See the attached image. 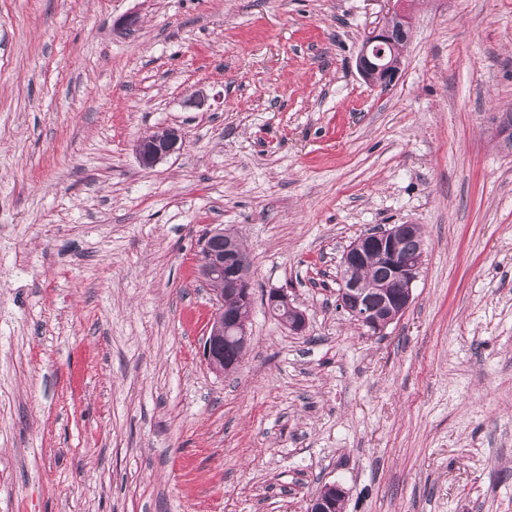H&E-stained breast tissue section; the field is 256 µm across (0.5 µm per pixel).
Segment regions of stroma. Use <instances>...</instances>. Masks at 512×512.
I'll list each match as a JSON object with an SVG mask.
<instances>
[{"label":"stroma","mask_w":512,"mask_h":512,"mask_svg":"<svg viewBox=\"0 0 512 512\" xmlns=\"http://www.w3.org/2000/svg\"><path fill=\"white\" fill-rule=\"evenodd\" d=\"M390 8L0 0V512H307L333 483L344 512H512V0H415L373 87ZM167 126L182 150L141 167ZM391 224L423 265L369 336L338 272ZM219 229L252 262L226 373L198 274ZM398 2V5L388 12L383 22L376 27L366 38L358 59V68L365 79L372 86L387 87L396 78L398 71L394 70V65L387 62L385 51L389 61L393 60L392 51L394 43L403 44L406 40V32L398 31L395 42L392 40L393 27L404 28L405 23H409V16L405 11L401 0H389ZM381 50V51H380ZM183 148V136L179 129L164 127L143 136L135 144L136 157L145 168L154 167L161 160ZM265 306L269 313L284 320L294 333L306 331V315L293 305L290 296L283 290L270 291L265 298Z\"/></svg>","instance_id":"1"}]
</instances>
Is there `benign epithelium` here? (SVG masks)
Returning <instances> with one entry per match:
<instances>
[{
	"mask_svg": "<svg viewBox=\"0 0 512 512\" xmlns=\"http://www.w3.org/2000/svg\"><path fill=\"white\" fill-rule=\"evenodd\" d=\"M396 2L398 5L387 13L383 22L366 38L358 59L362 77L375 87H387L397 76L394 65L387 62L384 48L393 45V27H405V23L409 22V16L403 6V0ZM496 135L503 143L512 141L511 114L505 112L499 117ZM182 148V133L174 127L160 128L146 137H141L135 144L137 160L145 168L155 166ZM411 230L410 224H394L383 231L359 236L344 250L338 306L370 336L383 334L390 324L405 314L412 303V286L418 277L421 264L401 253L396 247V243ZM221 235L224 236V249L208 253L206 265L200 275L205 280L225 278L227 291L250 303L253 299L251 282L231 278L233 266L237 263L240 243L230 232L223 231ZM365 251L378 255L382 265L388 269L395 288L388 290L364 286V281L357 271V258ZM265 306L269 313L284 320L294 333L301 334L306 331V315L293 305L286 292H269L265 298ZM248 338L247 327L224 312V296H216L205 349L210 367L216 371L224 370V344L235 342L244 346ZM333 493L341 500L345 498L341 486L325 485L310 499L309 512H336V506L331 498Z\"/></svg>",
	"mask_w": 512,
	"mask_h": 512,
	"instance_id": "obj_1",
	"label": "benign epithelium"
}]
</instances>
